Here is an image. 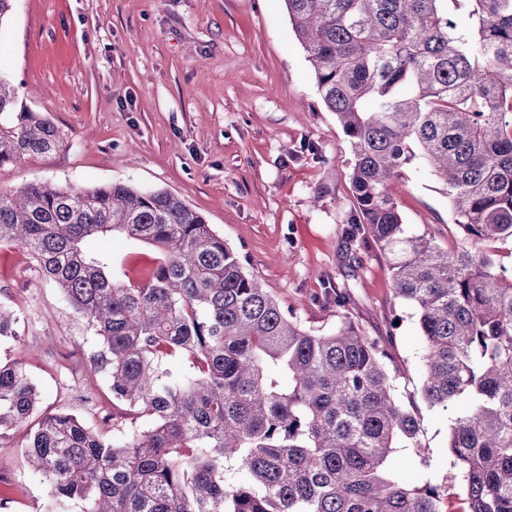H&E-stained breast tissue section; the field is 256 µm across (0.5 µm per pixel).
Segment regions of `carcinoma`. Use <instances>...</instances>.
<instances>
[{"instance_id": "obj_1", "label": "carcinoma", "mask_w": 512, "mask_h": 512, "mask_svg": "<svg viewBox=\"0 0 512 512\" xmlns=\"http://www.w3.org/2000/svg\"><path fill=\"white\" fill-rule=\"evenodd\" d=\"M318 90L348 137L347 238L369 235L395 298L418 317L421 393L452 408L448 471L432 469L419 420L397 393L389 351L343 321L315 334L244 271L238 254L177 196L125 183L25 185L0 195V245L26 249L97 339L93 372L112 396V436L60 411L0 361V439L27 423L22 457L51 487L46 512H512V0H284ZM0 79V166L60 150L58 129L17 109ZM445 187L469 246L409 234L394 193L414 162ZM121 235L157 252L143 280L115 273L89 241ZM0 306V339L16 338ZM178 358L174 373L167 361ZM401 448L425 469H392Z\"/></svg>"}]
</instances>
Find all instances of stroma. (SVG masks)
<instances>
[{
  "label": "stroma",
  "mask_w": 512,
  "mask_h": 512,
  "mask_svg": "<svg viewBox=\"0 0 512 512\" xmlns=\"http://www.w3.org/2000/svg\"><path fill=\"white\" fill-rule=\"evenodd\" d=\"M0 78L64 139L57 152L1 166L0 194L48 181L177 195L303 327L328 332L346 318L386 346L423 445L446 465L453 415L422 399L417 318L395 299L386 258L371 239L346 240L348 138L284 0H16L0 25ZM397 199L409 232L460 246L444 187L424 167L405 169ZM105 247L132 280L155 258L116 237ZM330 288L345 292L346 307L324 304ZM0 305L18 317L0 360L37 383L40 411L67 409L101 427L93 404L107 388L87 359L95 340L22 247H0ZM28 431L0 440L6 512L49 502L48 483L22 463Z\"/></svg>",
  "instance_id": "stroma-1"
}]
</instances>
